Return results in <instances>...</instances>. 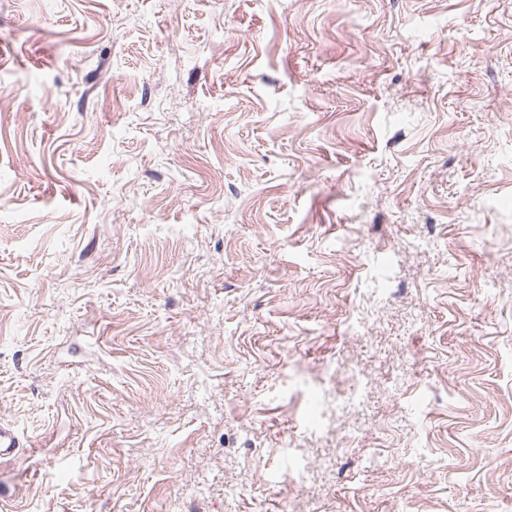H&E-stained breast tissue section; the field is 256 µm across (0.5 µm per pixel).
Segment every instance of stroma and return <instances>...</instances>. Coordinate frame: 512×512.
Masks as SVG:
<instances>
[{
    "label": "stroma",
    "mask_w": 512,
    "mask_h": 512,
    "mask_svg": "<svg viewBox=\"0 0 512 512\" xmlns=\"http://www.w3.org/2000/svg\"><path fill=\"white\" fill-rule=\"evenodd\" d=\"M0 512H512V0H0ZM26 448L25 441L16 429L0 422V457L20 458Z\"/></svg>",
    "instance_id": "35a3bbf8"
}]
</instances>
